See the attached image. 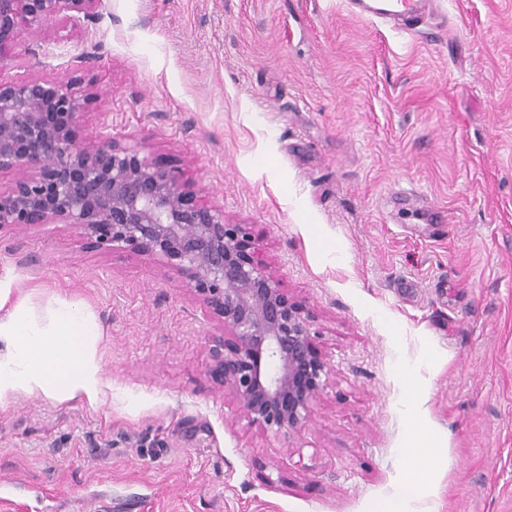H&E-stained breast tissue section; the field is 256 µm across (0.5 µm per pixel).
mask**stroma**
Instances as JSON below:
<instances>
[{
	"label": "stroma",
	"instance_id": "stroma-1",
	"mask_svg": "<svg viewBox=\"0 0 512 512\" xmlns=\"http://www.w3.org/2000/svg\"><path fill=\"white\" fill-rule=\"evenodd\" d=\"M344 2L103 0L0 57L93 93L78 144L137 147L240 225L328 366L306 425L264 432L178 274L0 230L1 278L90 315L104 384L0 404V512H512V0H440L415 34Z\"/></svg>",
	"mask_w": 512,
	"mask_h": 512
}]
</instances>
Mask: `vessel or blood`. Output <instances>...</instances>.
<instances>
[{"label": "vessel or blood", "mask_w": 512, "mask_h": 512, "mask_svg": "<svg viewBox=\"0 0 512 512\" xmlns=\"http://www.w3.org/2000/svg\"><path fill=\"white\" fill-rule=\"evenodd\" d=\"M349 12L372 22L385 23L399 32L416 31L437 11V0H347Z\"/></svg>", "instance_id": "1"}]
</instances>
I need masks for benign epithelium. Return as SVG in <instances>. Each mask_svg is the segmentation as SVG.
Listing matches in <instances>:
<instances>
[{
  "instance_id": "7a95c632",
  "label": "benign epithelium",
  "mask_w": 512,
  "mask_h": 512,
  "mask_svg": "<svg viewBox=\"0 0 512 512\" xmlns=\"http://www.w3.org/2000/svg\"><path fill=\"white\" fill-rule=\"evenodd\" d=\"M99 2L0 0V57L20 34L37 37L62 13L88 16ZM91 97L62 81L0 82V172L18 174L0 192V229L68 224L114 249L135 244L176 271L224 330L210 349L224 392L250 424L297 432L328 376L303 308L254 260L237 225L194 203L173 172L110 139L76 145Z\"/></svg>"
}]
</instances>
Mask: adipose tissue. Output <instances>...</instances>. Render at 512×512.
<instances>
[{
    "label": "adipose tissue",
    "instance_id": "1",
    "mask_svg": "<svg viewBox=\"0 0 512 512\" xmlns=\"http://www.w3.org/2000/svg\"><path fill=\"white\" fill-rule=\"evenodd\" d=\"M13 293L0 279V403L20 393L99 401L101 357L84 312L62 302L43 320Z\"/></svg>",
    "mask_w": 512,
    "mask_h": 512
}]
</instances>
